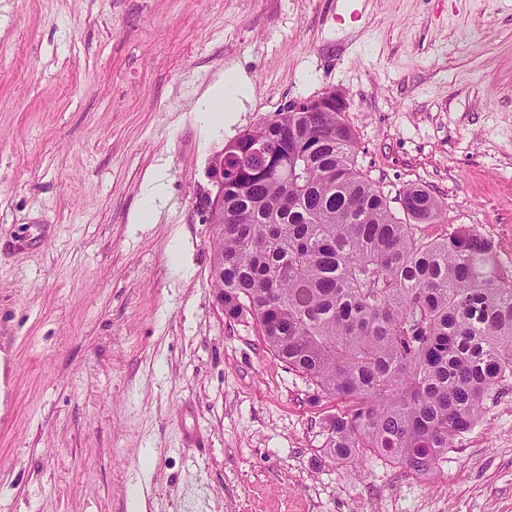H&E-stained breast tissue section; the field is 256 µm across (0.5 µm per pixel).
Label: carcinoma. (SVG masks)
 <instances>
[{"mask_svg":"<svg viewBox=\"0 0 512 512\" xmlns=\"http://www.w3.org/2000/svg\"><path fill=\"white\" fill-rule=\"evenodd\" d=\"M260 141L291 174L253 159ZM224 150V314L250 316L266 345L331 416L323 447L335 461L376 455L432 471L512 383V276L493 245L411 185L391 206L361 169L343 112H290Z\"/></svg>","mask_w":512,"mask_h":512,"instance_id":"carcinoma-1","label":"carcinoma"}]
</instances>
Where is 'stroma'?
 Returning <instances> with one entry per match:
<instances>
[{
  "label": "stroma",
  "instance_id": "35a3bbf8",
  "mask_svg": "<svg viewBox=\"0 0 512 512\" xmlns=\"http://www.w3.org/2000/svg\"><path fill=\"white\" fill-rule=\"evenodd\" d=\"M327 89L424 236L512 247V0H0V512H512V389L426 480L337 462L338 402L217 303L214 157ZM250 89L249 81L234 71H227L224 73V83L201 103L199 112H204L213 125L224 127L232 122L236 104L247 97Z\"/></svg>",
  "mask_w": 512,
  "mask_h": 512
}]
</instances>
